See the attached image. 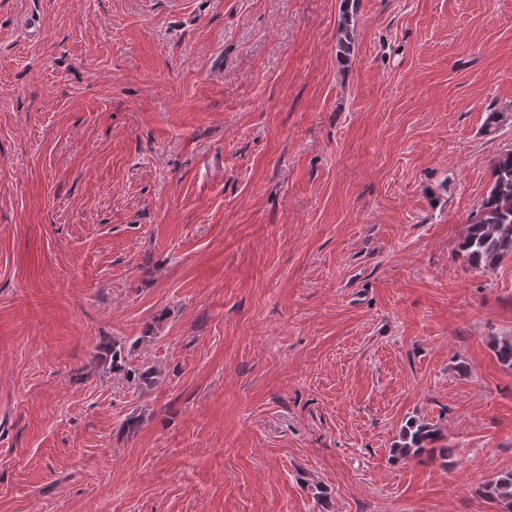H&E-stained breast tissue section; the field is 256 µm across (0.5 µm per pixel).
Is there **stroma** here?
I'll use <instances>...</instances> for the list:
<instances>
[{
    "mask_svg": "<svg viewBox=\"0 0 512 512\" xmlns=\"http://www.w3.org/2000/svg\"><path fill=\"white\" fill-rule=\"evenodd\" d=\"M341 14L0 0V512H498L512 256L456 248L512 0H355L347 59ZM99 359L110 365L112 373L115 375H123L128 381L134 382L141 388H148L155 383V373L151 369L132 368L126 360L123 346L112 342L111 345L105 346L99 352ZM440 441L437 429L429 423L407 420L401 427L399 440L390 448L392 458L401 459H422L433 457L438 452L440 458L447 464L453 455V448L450 445L435 444Z\"/></svg>",
    "mask_w": 512,
    "mask_h": 512,
    "instance_id": "35a3bbf8",
    "label": "stroma"
}]
</instances>
